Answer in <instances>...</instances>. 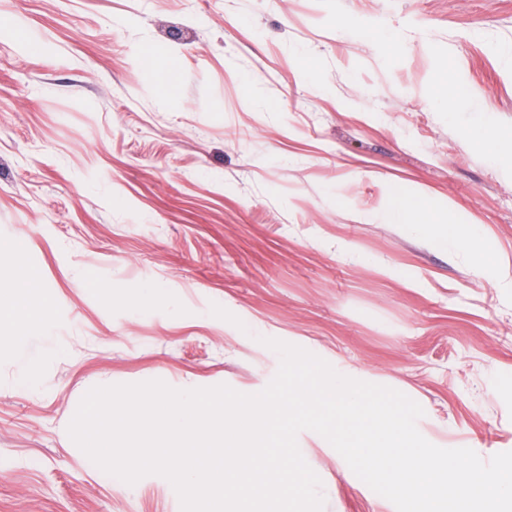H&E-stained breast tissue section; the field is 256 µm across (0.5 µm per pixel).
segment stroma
Listing matches in <instances>:
<instances>
[{
    "label": "stroma",
    "instance_id": "1",
    "mask_svg": "<svg viewBox=\"0 0 512 512\" xmlns=\"http://www.w3.org/2000/svg\"><path fill=\"white\" fill-rule=\"evenodd\" d=\"M0 239L44 312L0 361V512H180L67 427L99 385L264 388L276 338L512 451V0H0ZM465 93L448 107L442 78ZM426 198L450 237L406 221ZM497 263L483 267L476 247ZM324 512H395L319 434Z\"/></svg>",
    "mask_w": 512,
    "mask_h": 512
}]
</instances>
